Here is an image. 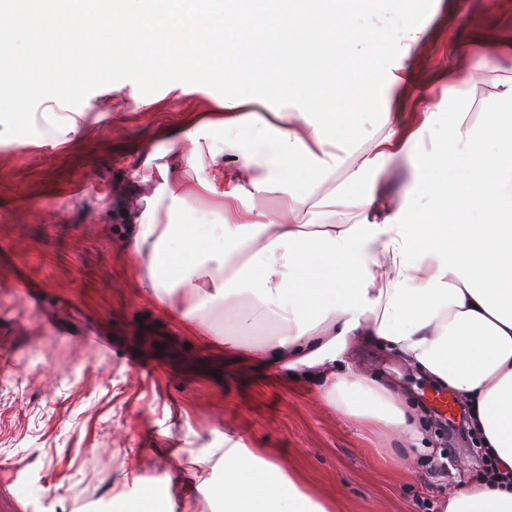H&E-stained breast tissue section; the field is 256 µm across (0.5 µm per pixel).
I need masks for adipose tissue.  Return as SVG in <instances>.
Wrapping results in <instances>:
<instances>
[{
	"label": "adipose tissue",
	"mask_w": 512,
	"mask_h": 512,
	"mask_svg": "<svg viewBox=\"0 0 512 512\" xmlns=\"http://www.w3.org/2000/svg\"><path fill=\"white\" fill-rule=\"evenodd\" d=\"M12 2L0 30L18 58L33 62L39 41L58 57L30 83L106 78L105 65L71 61L74 46L108 38L146 82L170 80L177 55L224 88L215 118L167 142L174 155L192 143L190 165L210 172L197 202L220 221L196 223L180 179L162 173L127 247L143 291L231 357L313 375L327 405L416 440L394 389L342 368L347 351L386 345L468 404L495 459L445 512H512V51L493 60L495 107L467 114V90L449 85L445 136L415 155L416 192L394 204L387 163L439 119L402 120L418 91L407 61L427 29L411 0H91L75 14L62 0ZM358 109L369 132L345 118ZM214 129L220 157L204 139ZM271 195L284 212L257 207ZM177 210L183 223L170 221ZM186 454L182 499L329 512L235 430Z\"/></svg>",
	"instance_id": "adipose-tissue-1"
}]
</instances>
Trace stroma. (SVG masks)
Listing matches in <instances>:
<instances>
[{"mask_svg":"<svg viewBox=\"0 0 512 512\" xmlns=\"http://www.w3.org/2000/svg\"><path fill=\"white\" fill-rule=\"evenodd\" d=\"M412 59L420 109L446 112L448 80L473 111L493 92L479 66L512 39V0H427ZM0 109V512H108L131 468L163 486L184 451L238 429L336 512H444L485 471L478 443L445 435L435 386L388 348L352 363L396 385L420 445L316 399L315 381L225 359L185 334L127 270L128 214L142 212L159 169L181 170L195 203L206 171L166 151L168 133L210 111L224 89L175 76L144 85L114 60L108 80L30 86Z\"/></svg>","mask_w":512,"mask_h":512,"instance_id":"obj_1","label":"stroma"}]
</instances>
